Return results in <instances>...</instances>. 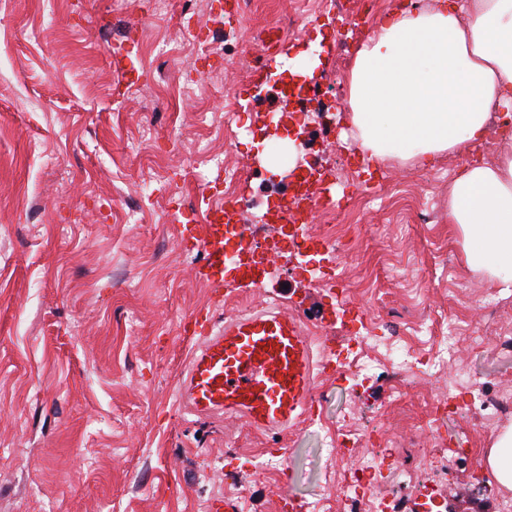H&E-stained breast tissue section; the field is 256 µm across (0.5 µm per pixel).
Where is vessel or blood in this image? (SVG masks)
<instances>
[{
    "mask_svg": "<svg viewBox=\"0 0 512 512\" xmlns=\"http://www.w3.org/2000/svg\"><path fill=\"white\" fill-rule=\"evenodd\" d=\"M335 203L336 194L327 185L318 200H294L290 212L306 214L314 206ZM238 213L230 201L213 212L210 224L182 225V248L203 251L212 273L223 274L233 247L223 223ZM330 362L328 352L313 351L300 316L262 303L202 336L179 387L180 404L198 417L239 418L259 430H281L314 412L318 372Z\"/></svg>",
    "mask_w": 512,
    "mask_h": 512,
    "instance_id": "1",
    "label": "vessel or blood"
}]
</instances>
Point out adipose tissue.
<instances>
[{"label": "adipose tissue", "instance_id": "ef3b65f1", "mask_svg": "<svg viewBox=\"0 0 512 512\" xmlns=\"http://www.w3.org/2000/svg\"><path fill=\"white\" fill-rule=\"evenodd\" d=\"M342 122L374 165L430 168L512 117V0H400L357 48ZM448 223L465 265L512 290V140L495 162L464 166Z\"/></svg>", "mask_w": 512, "mask_h": 512}]
</instances>
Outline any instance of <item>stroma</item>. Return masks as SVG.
Here are the masks:
<instances>
[{
    "mask_svg": "<svg viewBox=\"0 0 512 512\" xmlns=\"http://www.w3.org/2000/svg\"><path fill=\"white\" fill-rule=\"evenodd\" d=\"M241 23L221 24L219 0L192 25L179 26L187 0H167L151 16L125 0H0V512H208L218 497L240 512H274L276 500L308 504L327 490L336 422L356 405L362 427L387 430L392 453L417 468L416 428L448 448L486 450L495 433L476 418L430 420V392L408 389L385 411L395 378H318L315 423L275 437L248 425L181 418L177 381L194 346L180 326L186 314L217 324L241 298L278 294L322 346L353 335L337 289L371 288L417 307L471 314L485 291L469 271L448 223L442 177H456L481 149L441 159L435 168L382 166L369 179L342 125L314 127L306 160L325 169L348 163L336 188L340 206L364 225L360 259L321 287L309 263L322 254L279 258L264 288L234 282L224 297L207 277L204 253L178 243L181 225L202 223L224 197L219 163L236 168L254 210L275 191L257 155L268 113L285 107L271 83L242 104L229 128L217 119L250 73L227 62L246 48L260 57L268 26L281 30L270 72L321 40L320 91L344 81L353 47L371 33L334 40L337 13L379 23L393 0H248ZM221 45L196 55L194 41ZM139 75L130 89L129 70ZM219 71L224 83L204 99L179 97V84ZM472 373L512 385V348L466 353ZM287 449L283 471L255 475L266 449ZM440 487L445 512H498L506 490L485 483L478 458L451 464ZM232 472L234 488L224 486Z\"/></svg>",
    "mask_w": 512,
    "mask_h": 512,
    "instance_id": "stroma-1",
    "label": "stroma"
}]
</instances>
